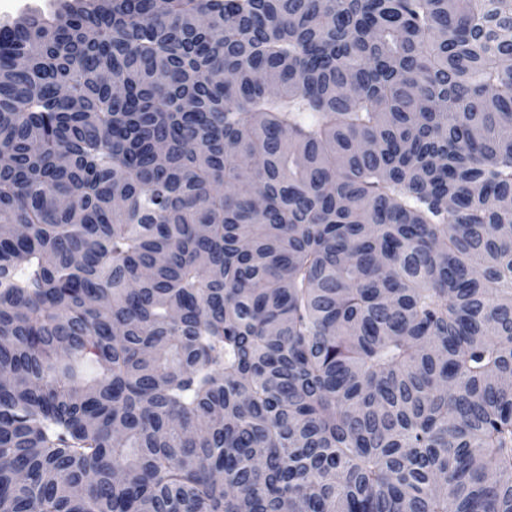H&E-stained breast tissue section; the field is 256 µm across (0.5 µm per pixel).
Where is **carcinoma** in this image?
<instances>
[{
  "mask_svg": "<svg viewBox=\"0 0 512 512\" xmlns=\"http://www.w3.org/2000/svg\"><path fill=\"white\" fill-rule=\"evenodd\" d=\"M512 0H63L0 24V512H512Z\"/></svg>",
  "mask_w": 512,
  "mask_h": 512,
  "instance_id": "1",
  "label": "carcinoma"
}]
</instances>
